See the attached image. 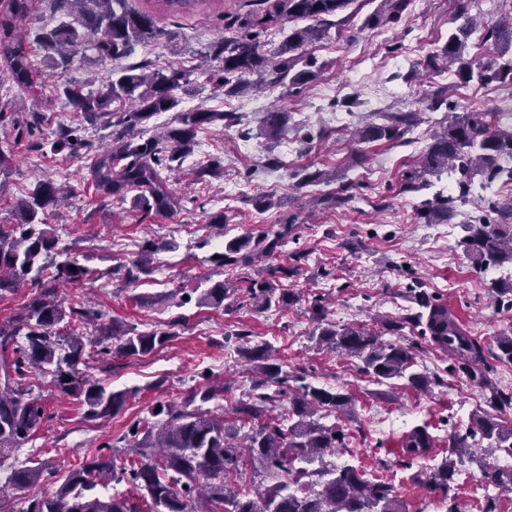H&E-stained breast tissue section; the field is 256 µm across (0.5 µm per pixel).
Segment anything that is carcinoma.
Returning a JSON list of instances; mask_svg holds the SVG:
<instances>
[{
	"instance_id": "carcinoma-1",
	"label": "carcinoma",
	"mask_w": 512,
	"mask_h": 512,
	"mask_svg": "<svg viewBox=\"0 0 512 512\" xmlns=\"http://www.w3.org/2000/svg\"><path fill=\"white\" fill-rule=\"evenodd\" d=\"M34 0H0V59L13 83L31 91L36 87L38 70L31 59V47L37 46L44 60L53 68H66L76 54L94 51L101 58L114 61L129 56L134 46L155 40L161 35L150 12H132L126 0H54L62 19L53 27L37 32L32 41L17 32V25L30 14ZM160 10L179 14L212 0H146ZM353 0H258L262 8L236 17L238 26L247 31L242 38L220 42L215 54L223 57L222 75L215 83L224 95L244 94L254 87L250 76L261 84L286 88L304 86L314 80L313 64L299 69L306 48L329 37L331 28L348 17L333 20ZM411 0H381L378 9L365 24L376 25L398 21L410 7ZM298 19L310 24L295 27L270 55L260 51L258 36L266 25ZM475 31L472 22L458 27L448 42L427 56L425 66L435 70L452 66L459 84L493 81L512 82V57L502 62L481 64L466 54V42ZM190 83V73L179 69L148 70L125 67L112 72V79L97 90L81 84L63 88V95L86 123L95 125L108 114L115 102H127L130 112H122L112 122V144L99 158L92 179L102 194L114 201L125 202L133 196L146 214H166L178 205V199L167 189L161 170L173 169V163L190 152L198 130L217 120L230 126L236 123L232 112L194 110L180 112L178 126L144 138L145 124L162 112H170L180 104L175 91ZM415 113L397 112L391 123L368 124L356 131L361 143L400 138L413 123ZM494 112H448L446 126L436 133L421 158L423 171L438 173L451 168L460 174L457 197L449 196L422 207L428 221L438 224L454 215L455 202L466 201L474 177L492 184L498 180L512 183V126L504 129L494 123ZM288 134V113H268L266 135L281 139ZM87 141L75 131L64 132L52 148L80 154ZM336 180L332 173L319 168H304L298 185H328ZM62 198V189L52 179L43 180L34 192L17 201L16 223L0 224V295L27 286L34 297L21 314L0 325V455L28 442L44 425L47 415L38 397L26 395L23 380L27 373L37 372L51 379L63 394L83 398L88 418L113 416L125 407L130 391H107L87 378L80 365L86 352L110 355L146 354L170 341L173 333L151 331L130 334L115 324L102 323L89 334L82 325L103 317L88 310L66 311L57 300V289L77 282L88 270L65 249L57 248V239L46 222V209ZM497 220H477L463 225L466 235L461 240L464 253L477 266L489 268L512 264V199L506 204L489 202ZM288 224L272 234L255 239L238 237L228 240L224 251L212 256L219 268L248 267L265 258L288 242ZM159 250L155 241L147 239L139 245L138 256L126 270V280L136 283L140 275L152 271L153 256ZM76 270H71V267ZM497 306L512 309V280L490 284ZM239 288L219 282L206 289L200 303L220 307L224 301L239 299ZM244 295L261 310L281 308L296 301V296L277 291L267 280L252 281ZM427 312H418L391 324L399 331L412 321L423 325L421 336L433 343L441 336H460L462 329L444 305L428 303ZM313 312L319 321L316 342L322 347L359 358L362 371L376 381L402 378L407 385L425 390L430 377L413 371L411 348L383 341L380 336L356 324L337 325L324 321L323 298L314 300ZM117 338L116 349L105 342ZM240 358L260 374L253 392L236 402L233 410L237 423L229 424L224 416H216L203 405L224 396L213 386L200 387L177 406L160 405L151 411L152 420L135 422L136 431L123 437L130 462L117 464L115 457L94 456L70 471L52 497L32 495L23 512H407L406 504L392 486L370 481L350 463L327 465L324 456L335 449H348L346 434L336 425L318 422L316 415L324 411L351 417L353 398L348 393L316 387L303 373L290 374L273 362L266 344L241 345ZM453 360L452 371L463 373L481 388L490 389V404L502 408L512 403V395L493 388L488 380L491 367L485 347L474 337L459 349L448 351ZM278 387L276 395L263 392ZM288 394L287 417H271V405L277 395ZM248 428L246 433L241 429ZM482 436L498 448L512 450V426L501 418L478 415L475 425L464 434L448 436V456L417 481L443 493L445 512H461L452 484L456 474L454 457L464 453L469 440ZM433 438L423 427H417L402 439L401 453L409 462L427 453ZM159 458H153V454ZM255 463L254 475L270 481L265 488L251 493L237 478L243 456ZM43 477L42 466L15 470L8 482L23 490L38 486ZM482 478L499 487L512 488V470L485 469ZM124 482L130 493L110 497H91L86 491L96 485Z\"/></svg>"
}]
</instances>
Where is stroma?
<instances>
[{
	"mask_svg": "<svg viewBox=\"0 0 512 512\" xmlns=\"http://www.w3.org/2000/svg\"><path fill=\"white\" fill-rule=\"evenodd\" d=\"M379 5L380 0H354L352 20L309 46L318 65L314 81L289 91L278 87L247 94L248 107L239 111L236 125L218 121L202 126L193 153L180 167L162 173L183 199L179 210L167 214L147 216L131 203L99 194L91 170L112 141V125L102 120L82 127L62 88L78 82L95 89L111 78L115 66H152L162 58L191 74L193 91L182 97L181 109L226 111L223 92L209 80L222 66L213 47L226 34L225 22L254 10V0H223L219 7L158 16L156 25L164 35L154 43L151 57L139 45L119 62L90 53L61 70L34 55L43 74L28 94L0 70V110L5 113L0 148L14 155L11 169L0 173V224L13 223L16 201L45 178L67 184L73 190L69 202L47 210V221L60 247L88 273L60 288L65 306L103 311L125 329L175 331L174 338L146 355L88 359L84 371L93 381L110 391L133 392L112 417L88 419L80 398L28 376L47 420L33 440L0 459V482L12 470L38 462L47 472L38 490L54 495L64 472L102 446H113L118 459H125L119 439L156 405L183 403L192 388L206 385L222 389L225 401L240 398L254 377L251 366L235 354L236 336L245 333L251 343L271 345L284 371H305L312 384L353 397L352 418L333 414L325 419L350 434L349 454L332 455V462H350L366 479L394 486L408 512L439 504L441 491L413 482L412 476L424 463L441 460L451 432L468 429L476 415L488 410L490 393L451 373L447 352L422 339L420 327L409 325L394 333L388 323L420 311L425 298L447 306L487 348H495L501 333L512 331V311L499 309L488 288L491 280L512 277V266L477 268L459 245L463 224L489 217L488 203L498 199V185L486 187L474 180L468 199L458 204L447 226V238L440 239L431 235L421 204L454 194L458 174H424L419 167L444 122L443 112L427 108L433 91L447 88L449 103L460 112H505L512 110V84L460 85L448 69L421 68V61L440 50L459 26L456 0H422L420 10H408L398 23L365 26V18ZM276 106L289 114L288 136L280 141L264 135L266 114ZM388 112H412L416 119L400 139L356 147L355 130L369 122L384 123ZM76 126L87 148L76 158L54 153L51 144L61 128ZM357 148L363 159L354 166L350 156ZM274 157L284 160V168L268 166ZM213 158L223 163V175L195 178L194 170ZM310 165L335 172L337 183L354 184L352 198L335 206L318 203L317 189L299 187L290 175ZM411 174L419 175L421 190L406 189ZM259 196L271 199L272 207L257 210L253 200ZM220 211L229 222L219 233L209 218ZM289 216L296 219L293 231L273 256L234 270L211 262L227 240L277 231ZM147 238L160 246L153 272L126 285L123 266ZM280 266L289 268V276L270 277V269ZM267 277L277 288L298 294V301L268 311L197 303L217 281ZM139 294L144 303L136 302ZM317 295L328 302L327 320L364 325L384 339L412 346L414 369L431 377L429 388L417 391L401 379L376 383L362 372L359 359L317 346L311 339L317 325L311 301ZM417 426L427 427L435 444L427 461L409 464L400 454V442ZM505 456L487 440L472 441L454 480L465 512H483L491 498L498 512H512V492L484 486L481 480L485 468L505 467Z\"/></svg>",
	"mask_w": 512,
	"mask_h": 512,
	"instance_id": "obj_1",
	"label": "stroma"
}]
</instances>
